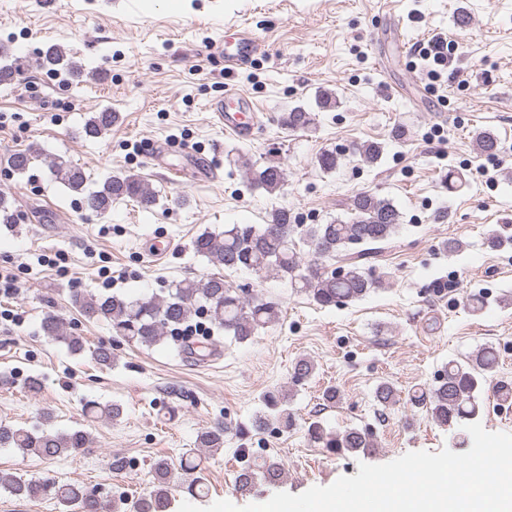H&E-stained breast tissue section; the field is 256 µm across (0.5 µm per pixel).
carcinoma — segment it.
Returning <instances> with one entry per match:
<instances>
[{
  "mask_svg": "<svg viewBox=\"0 0 512 512\" xmlns=\"http://www.w3.org/2000/svg\"><path fill=\"white\" fill-rule=\"evenodd\" d=\"M10 49L0 43V84L9 85L17 76V66L9 62ZM39 65L48 71L63 69L79 77L82 66L67 56L65 49L51 45L40 52ZM117 115L105 110L87 120L85 135L97 137L112 127ZM284 122L290 129L307 130L314 124L311 113L300 108L286 114ZM39 157L37 150L29 148L16 152L10 159L11 168L21 173L32 160ZM55 178L70 191L81 195L82 207L96 215L110 210L116 200L130 198L141 208L156 205L155 192L138 177L131 174L114 175L95 191H85L83 172L59 157L48 160ZM256 186L272 193L285 182L283 169L268 164L253 173ZM400 224V212L391 200L375 194L361 192L351 204V217L329 224H313L304 230L291 223L288 210L276 209L268 223L255 227L234 224L221 234L205 231L194 240L195 252L229 270H251L257 273L288 278L294 286L304 291L318 306H336L363 297L372 288L384 286V279L373 277L360 260L374 254V246L387 242ZM301 234L309 247V259L303 260L296 251L294 235ZM359 247L351 267L340 271H326L322 262L341 257L351 247ZM74 303L89 318L103 320L112 331L129 342L153 346L165 338V333L187 323L200 312L208 314L212 324L225 334L245 341L260 328L275 324L280 318L278 304L258 296L237 294L222 277L206 280H183L175 292L167 297L144 296L129 300L119 295L77 294ZM44 331L54 340L67 345L72 352L83 350L82 341L68 334L62 322L49 317ZM497 364V354L491 347H484L465 363L448 362L445 377L431 390L409 398L414 404H424L431 419L440 426H449L462 419H473L479 413L478 392L488 380ZM262 408L253 425L264 428L276 423L292 429L295 417L288 407V396L275 391L266 392L261 398ZM310 442L320 444L338 454L345 452H370L374 443L365 431L351 429L333 435L326 431L322 422L314 420L307 427ZM90 436L81 429L67 432L48 430H24L0 427V447L15 448L24 454H34L47 459L76 455L84 452ZM224 446V429L216 428L201 432L197 448L212 451ZM186 470L192 475L187 490L196 497L208 495L209 487L198 464L190 461ZM169 465L160 460L155 464L156 489L141 496L130 505L129 512H167L169 497L167 483ZM282 464L268 458L255 468L243 467L235 477L237 490L248 492L262 478L269 483L283 479ZM0 487L8 493L35 502L47 492H54L63 512H106L107 504L82 486L55 485L43 480L17 477H1Z\"/></svg>",
  "mask_w": 512,
  "mask_h": 512,
  "instance_id": "carcinoma-1",
  "label": "carcinoma"
}]
</instances>
